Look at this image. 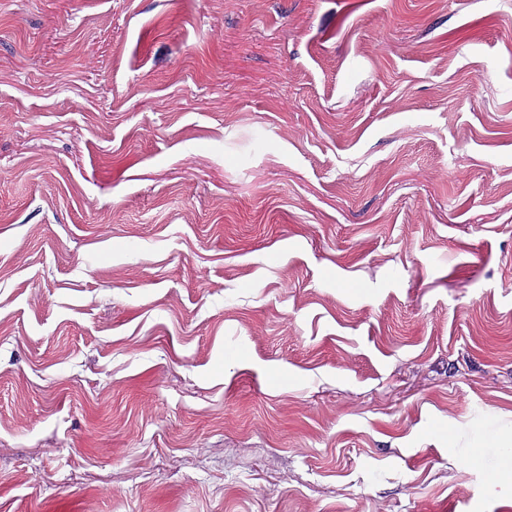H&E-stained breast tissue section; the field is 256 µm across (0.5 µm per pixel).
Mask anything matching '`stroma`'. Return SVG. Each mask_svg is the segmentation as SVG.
<instances>
[{
    "label": "stroma",
    "instance_id": "stroma-1",
    "mask_svg": "<svg viewBox=\"0 0 512 512\" xmlns=\"http://www.w3.org/2000/svg\"><path fill=\"white\" fill-rule=\"evenodd\" d=\"M512 0H0V512H502Z\"/></svg>",
    "mask_w": 512,
    "mask_h": 512
}]
</instances>
